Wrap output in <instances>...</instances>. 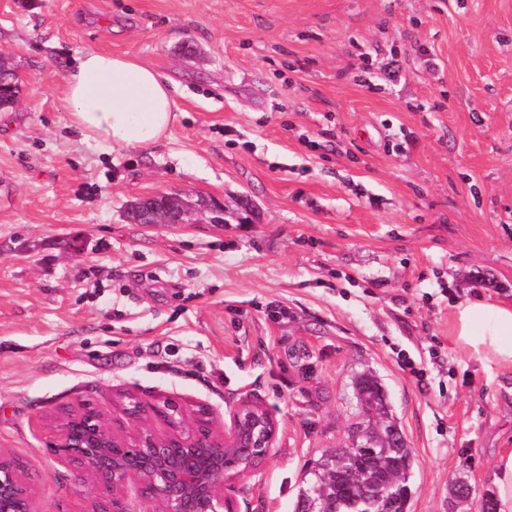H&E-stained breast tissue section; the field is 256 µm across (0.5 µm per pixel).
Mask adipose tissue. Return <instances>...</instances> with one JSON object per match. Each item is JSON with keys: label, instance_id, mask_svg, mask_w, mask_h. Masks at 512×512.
Masks as SVG:
<instances>
[{"label": "adipose tissue", "instance_id": "adipose-tissue-1", "mask_svg": "<svg viewBox=\"0 0 512 512\" xmlns=\"http://www.w3.org/2000/svg\"><path fill=\"white\" fill-rule=\"evenodd\" d=\"M64 96L72 127L112 149L154 145L180 115L168 80L152 66L99 51L79 53ZM449 334L479 361L512 372V303L468 299L453 312Z\"/></svg>", "mask_w": 512, "mask_h": 512}]
</instances>
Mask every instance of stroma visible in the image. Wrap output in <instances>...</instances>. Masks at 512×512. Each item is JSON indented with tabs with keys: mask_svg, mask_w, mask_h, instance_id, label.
I'll return each instance as SVG.
<instances>
[{
	"mask_svg": "<svg viewBox=\"0 0 512 512\" xmlns=\"http://www.w3.org/2000/svg\"><path fill=\"white\" fill-rule=\"evenodd\" d=\"M27 77L0 112V448L51 512H85L56 448L67 406L263 405L276 453L240 512H295L386 385L411 512H480L512 451V372L460 351L457 304L512 300V0H0ZM135 58L183 112L147 148L69 126L77 52ZM157 190L249 198L257 224H132ZM424 371L411 375L406 361Z\"/></svg>",
	"mask_w": 512,
	"mask_h": 512,
	"instance_id": "stroma-1",
	"label": "stroma"
}]
</instances>
